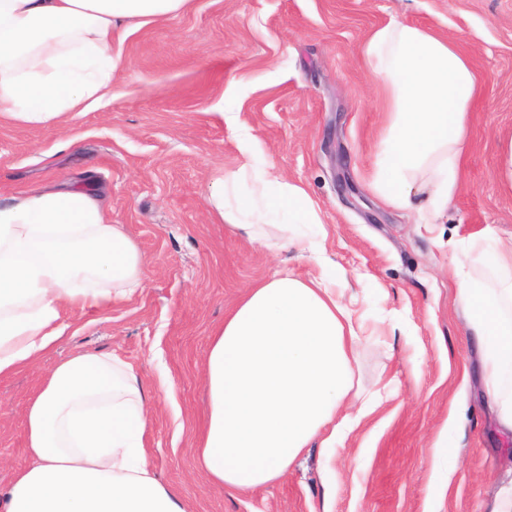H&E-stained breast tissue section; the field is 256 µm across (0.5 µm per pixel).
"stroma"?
<instances>
[{
    "label": "stroma",
    "mask_w": 512,
    "mask_h": 512,
    "mask_svg": "<svg viewBox=\"0 0 512 512\" xmlns=\"http://www.w3.org/2000/svg\"><path fill=\"white\" fill-rule=\"evenodd\" d=\"M393 19L461 37L480 84L462 188L442 224L416 223L368 187L383 97L357 49ZM114 42L124 63L109 104L45 126L0 119V201L58 180L103 191L113 223L151 260L149 286L95 321L70 311L62 342L0 379V490L30 463L25 413L51 368L104 353L141 379L149 461L187 512H485L512 488V429L487 392L485 352L454 273L484 279L490 254L512 242V182L503 174L512 0H190L169 18L119 26ZM222 107L248 128L257 156L316 202L332 265L362 274L351 285L366 328L354 381L383 396L331 455L311 445L279 482L248 493L224 489L196 464L211 333L281 264L302 279L320 267L249 244L207 213V185L240 164ZM335 154L354 196L337 190ZM443 434L456 450L444 484L433 470Z\"/></svg>",
    "instance_id": "35a3bbf8"
}]
</instances>
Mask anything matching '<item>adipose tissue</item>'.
<instances>
[{
	"label": "adipose tissue",
	"mask_w": 512,
	"mask_h": 512,
	"mask_svg": "<svg viewBox=\"0 0 512 512\" xmlns=\"http://www.w3.org/2000/svg\"><path fill=\"white\" fill-rule=\"evenodd\" d=\"M188 2L0 0V118L45 125L111 98L123 63L116 27L165 19ZM359 52L386 100L370 188L418 223H438L460 188L479 90L472 64L457 38L395 19ZM240 151L238 171L216 177L204 195L209 213L248 242L320 254V242L288 235L292 224L323 225L307 191L257 164L248 134ZM242 178L256 187L247 199L235 193ZM103 199L61 184L0 204V378L52 350L70 310L99 313L144 288L150 260ZM346 278L276 272L214 330L197 456L213 481L237 491L272 485L313 440L334 447L379 405L378 394L354 388L362 325L339 286ZM457 290L486 352V388L512 427V275L462 276ZM26 431L30 464L0 494V512H186L150 471L140 379L119 357L84 353L56 364L28 404Z\"/></svg>",
	"instance_id": "ef3b65f1"
}]
</instances>
